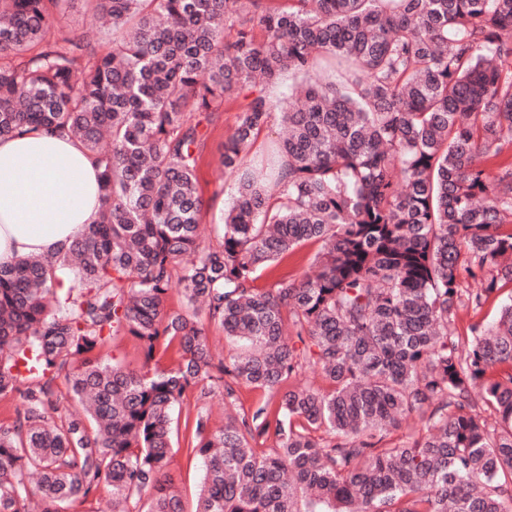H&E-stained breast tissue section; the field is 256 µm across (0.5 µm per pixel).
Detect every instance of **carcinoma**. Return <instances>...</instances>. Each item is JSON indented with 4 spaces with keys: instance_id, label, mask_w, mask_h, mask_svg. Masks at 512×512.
Masks as SVG:
<instances>
[{
    "instance_id": "obj_1",
    "label": "carcinoma",
    "mask_w": 512,
    "mask_h": 512,
    "mask_svg": "<svg viewBox=\"0 0 512 512\" xmlns=\"http://www.w3.org/2000/svg\"><path fill=\"white\" fill-rule=\"evenodd\" d=\"M71 2L0 0V136L71 137L102 192L63 253L0 265V397L19 402L0 512L103 484L116 512H183L172 415L200 384L278 407L185 420L197 512H512V297L470 339L451 329L512 283V0H85L107 40L56 28ZM285 73L308 82L280 106L256 78ZM239 98L237 194L206 246L200 125ZM276 113L261 174L247 155ZM311 240L314 274L256 286ZM175 285L184 313L165 309ZM205 320L241 351L214 361ZM122 334L141 369L102 353ZM305 364L329 388L281 391ZM269 401V394L262 389L240 387L237 389L234 405L229 410L234 414L251 415L258 407Z\"/></svg>"
}]
</instances>
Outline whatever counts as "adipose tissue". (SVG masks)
<instances>
[{"instance_id":"obj_1","label":"adipose tissue","mask_w":512,"mask_h":512,"mask_svg":"<svg viewBox=\"0 0 512 512\" xmlns=\"http://www.w3.org/2000/svg\"><path fill=\"white\" fill-rule=\"evenodd\" d=\"M100 207L98 168L79 142L39 128L0 137V264L65 250Z\"/></svg>"}]
</instances>
